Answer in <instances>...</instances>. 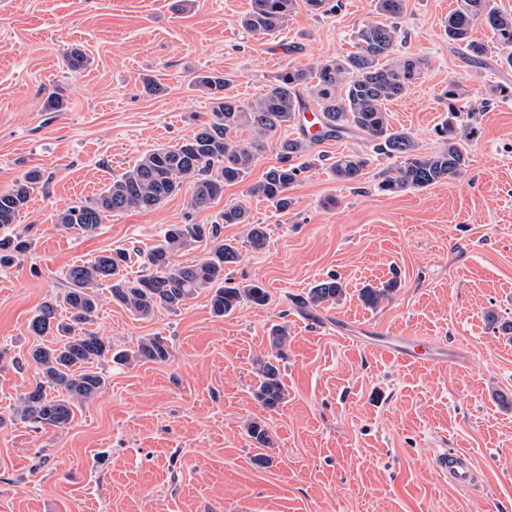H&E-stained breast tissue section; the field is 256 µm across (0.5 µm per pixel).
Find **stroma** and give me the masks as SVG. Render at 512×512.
I'll return each instance as SVG.
<instances>
[{
  "instance_id": "obj_1",
  "label": "stroma",
  "mask_w": 512,
  "mask_h": 512,
  "mask_svg": "<svg viewBox=\"0 0 512 512\" xmlns=\"http://www.w3.org/2000/svg\"><path fill=\"white\" fill-rule=\"evenodd\" d=\"M251 0H0V191L31 167L43 170L11 225L31 247L0 270V512H512V68L496 55L470 62L444 34L457 0H408L397 48L426 60L424 77L387 105L394 129L427 150L448 116L440 100L457 81L481 110L463 176L398 195L377 188L387 159L373 157L362 181L340 183L337 154L366 149L348 133L317 143L314 168L292 187L288 212L252 199L265 226L251 251L246 226L221 224L227 203L277 162L267 149L248 182L196 211L188 193L159 208L112 215L97 232L62 229L58 214L98 194L143 155L191 135L210 110L195 77L220 70L246 102L290 65L311 67L353 49L375 20L376 0H339L324 15L298 8L275 36L246 32ZM84 50L74 72L65 54ZM165 85L144 92L142 80ZM64 99L47 108L50 93ZM220 224L240 259L234 281H257L267 305L217 317L208 294L141 321L102 300L93 326L113 351L144 336L167 339L162 364L102 362L106 386L62 429L9 420L36 378L29 323L64 290V274L106 251L125 250L131 275L171 224ZM345 288L333 306L301 308L328 276ZM388 301L366 307L362 288L391 278ZM288 329L281 374L287 398L260 405L256 358L270 330ZM418 336L448 351L426 368L382 356L378 336ZM262 420L276 446L262 466L246 424ZM443 448L467 453L480 473L472 490L451 487L433 467Z\"/></svg>"
}]
</instances>
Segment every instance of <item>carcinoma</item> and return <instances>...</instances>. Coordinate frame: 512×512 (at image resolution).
Masks as SVG:
<instances>
[{
	"mask_svg": "<svg viewBox=\"0 0 512 512\" xmlns=\"http://www.w3.org/2000/svg\"><path fill=\"white\" fill-rule=\"evenodd\" d=\"M297 6L298 0H251L241 26L253 35L277 34ZM406 8L407 0H377V13L385 21L364 23L356 32L354 51L315 67L288 66L274 76L260 96L246 103L229 94L230 79L224 73L196 76L194 85L210 100L211 108L207 118H198L192 134L146 154L113 177L95 197L67 207L58 215L57 223L66 230L91 235L114 213L154 210L184 189L190 191L193 209H208L224 196L225 186L248 177L271 142L275 143L277 163L248 187L246 197L263 199L280 212L288 211L294 204L288 191L313 164L310 156L315 141L284 135L299 122L300 112L307 106L304 89L319 112L324 137L337 138L356 131L371 146L370 154L355 150L336 157L330 170L337 181L362 180L373 153L390 160L379 173L377 184L379 191L389 195L426 189L461 175L468 161L465 144L474 140L479 128L478 107L457 82H448L440 94L448 101V120L437 129L442 143L439 150L423 151L410 132L395 130L389 123L386 104L403 96L424 76L422 59L396 54L398 19ZM478 24L490 29L493 47L472 38L471 32ZM444 33L470 60H480L491 49L500 62L512 67V12L498 8L494 0H457V8L444 22ZM244 128L250 131L248 138L233 137ZM43 180V171L35 167L0 192V228L16 222L35 185ZM221 220L224 224L249 225L247 243L251 249L261 251L266 247V229L249 223L246 201L225 204ZM220 235L218 224H171L162 243L145 255L144 270L135 277L127 272L129 256L123 250L71 266L64 275V292L42 302L30 321L33 336L51 335L56 341L51 346L36 344L29 351L37 370L36 383L19 396L12 416L39 428H63L72 420L76 406L94 399L106 386V376L100 369L106 359L121 364L169 360L167 339L158 335L142 337L130 352L112 354V343L90 329L102 289L107 290L112 302L139 320L153 318L161 308L179 310L202 291L211 294V309L218 317L244 302L266 305L269 294L261 284L233 283L224 277V270L239 261L240 252ZM204 239L212 242L206 259L190 265L174 262L176 253ZM29 249L30 242L22 234L0 237V268L11 267ZM397 286L392 280L380 288L366 287L362 300L376 308L391 297ZM344 294L343 284L331 277L312 288L301 305L316 309L337 303ZM64 312L70 314L67 323L60 320ZM287 342V328L274 327V360H256L259 384L255 399L268 409L277 408L287 397L277 365ZM246 431L256 447H274L262 421H250Z\"/></svg>",
	"mask_w": 512,
	"mask_h": 512,
	"instance_id": "1",
	"label": "carcinoma"
}]
</instances>
